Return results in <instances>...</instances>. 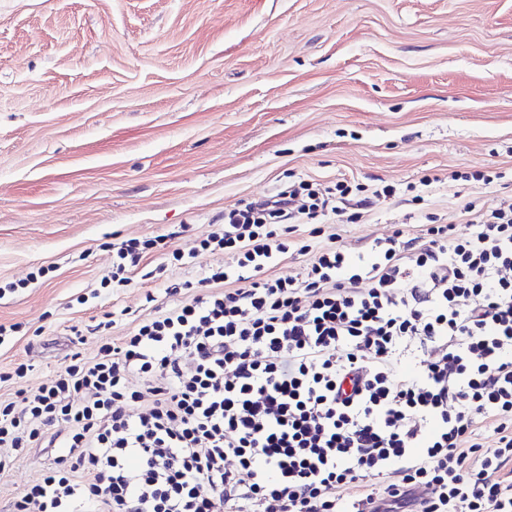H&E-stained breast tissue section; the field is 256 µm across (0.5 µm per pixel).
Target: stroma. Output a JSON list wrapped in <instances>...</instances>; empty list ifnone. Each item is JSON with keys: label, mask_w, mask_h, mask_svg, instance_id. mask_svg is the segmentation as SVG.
Returning a JSON list of instances; mask_svg holds the SVG:
<instances>
[{"label": "stroma", "mask_w": 512, "mask_h": 512, "mask_svg": "<svg viewBox=\"0 0 512 512\" xmlns=\"http://www.w3.org/2000/svg\"><path fill=\"white\" fill-rule=\"evenodd\" d=\"M504 172L505 184L449 181ZM391 184L335 234L364 256L461 205L512 203V0H0V396L121 343L172 302L168 281L225 264L195 246L226 210L300 180ZM195 251L165 278L102 287L112 246ZM57 455L0 473L11 512Z\"/></svg>", "instance_id": "35a3bbf8"}]
</instances>
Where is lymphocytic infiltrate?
Segmentation results:
<instances>
[{
    "mask_svg": "<svg viewBox=\"0 0 512 512\" xmlns=\"http://www.w3.org/2000/svg\"><path fill=\"white\" fill-rule=\"evenodd\" d=\"M353 193L302 180L225 212L198 246L227 265L0 400V472L14 451H61L13 512H512V204L274 276L294 225ZM160 246L119 243L113 280ZM410 342L427 354L412 375L395 367Z\"/></svg>",
    "mask_w": 512,
    "mask_h": 512,
    "instance_id": "f902f5d3",
    "label": "lymphocytic infiltrate"
}]
</instances>
